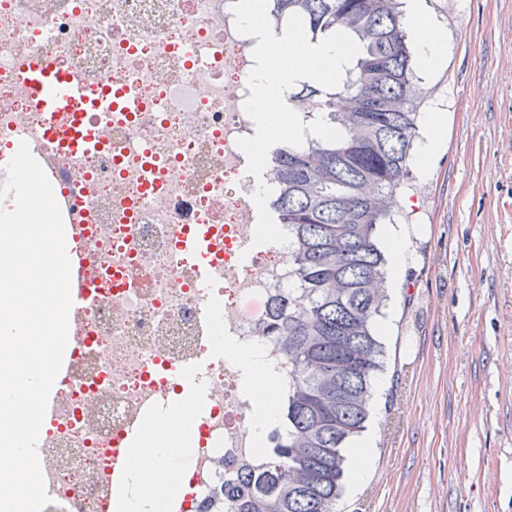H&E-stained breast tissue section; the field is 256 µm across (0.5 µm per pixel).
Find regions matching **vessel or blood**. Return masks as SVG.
<instances>
[{"mask_svg":"<svg viewBox=\"0 0 512 512\" xmlns=\"http://www.w3.org/2000/svg\"><path fill=\"white\" fill-rule=\"evenodd\" d=\"M25 75L39 111L71 113L72 121L67 127H54L49 131L50 137L66 151L90 153L98 147L93 133L84 126L80 114L75 113L76 103H83L85 109L94 112L118 109L135 112L140 108L138 97L129 88L123 86L112 91L93 93L69 70L57 64L44 61L28 63ZM110 482L112 512H126L131 489L127 459L113 463Z\"/></svg>","mask_w":512,"mask_h":512,"instance_id":"1","label":"vessel or blood"}]
</instances>
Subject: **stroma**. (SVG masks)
Segmentation results:
<instances>
[{
    "label": "stroma",
    "mask_w": 512,
    "mask_h": 512,
    "mask_svg": "<svg viewBox=\"0 0 512 512\" xmlns=\"http://www.w3.org/2000/svg\"><path fill=\"white\" fill-rule=\"evenodd\" d=\"M445 59L417 64L441 147L394 211L410 259L380 331L368 473L336 512H512V0H424Z\"/></svg>",
    "instance_id": "1"
}]
</instances>
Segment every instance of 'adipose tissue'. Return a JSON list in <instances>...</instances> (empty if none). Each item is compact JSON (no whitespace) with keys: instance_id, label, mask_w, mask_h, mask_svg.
<instances>
[{"instance_id":"ef3b65f1","label":"adipose tissue","mask_w":512,"mask_h":512,"mask_svg":"<svg viewBox=\"0 0 512 512\" xmlns=\"http://www.w3.org/2000/svg\"><path fill=\"white\" fill-rule=\"evenodd\" d=\"M404 22L417 36L423 64L429 68L438 66L444 37L438 27L426 20L421 0H409ZM191 415V405L182 404L165 436L146 435L142 447L134 450L131 463L134 512H162L163 494L176 490L184 481L185 474L176 460L190 446L184 425Z\"/></svg>"}]
</instances>
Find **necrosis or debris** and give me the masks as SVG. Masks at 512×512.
<instances>
[{
	"instance_id": "4bbe7bcc",
	"label": "necrosis or debris",
	"mask_w": 512,
	"mask_h": 512,
	"mask_svg": "<svg viewBox=\"0 0 512 512\" xmlns=\"http://www.w3.org/2000/svg\"><path fill=\"white\" fill-rule=\"evenodd\" d=\"M233 0H0V182L21 142L64 200L65 234L87 284L69 314L66 366L50 392L38 446L51 502L43 512H111L109 474L133 424L163 432L182 388L177 367L202 351L211 362L192 399L195 463L167 503L204 512L220 485L264 457L245 385L243 353L256 349L278 397L291 375L281 344L263 333L271 304L293 287L288 248L250 263L239 250L256 225V183L238 138L254 133L244 110L256 38L234 28ZM49 61L92 87L120 83L135 113L90 112L99 150L61 151L49 126L63 112L33 104L24 67ZM211 242L207 283L181 247L191 226Z\"/></svg>"
}]
</instances>
